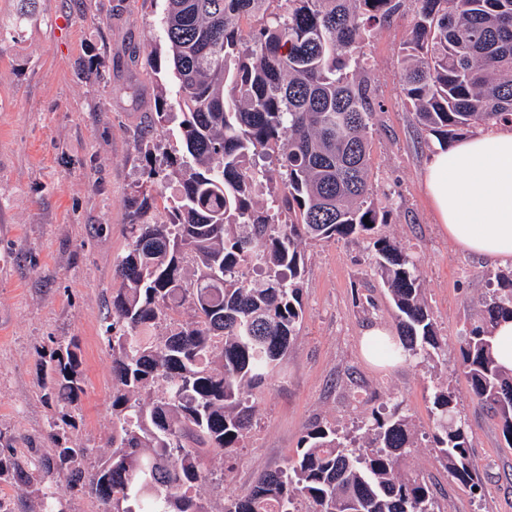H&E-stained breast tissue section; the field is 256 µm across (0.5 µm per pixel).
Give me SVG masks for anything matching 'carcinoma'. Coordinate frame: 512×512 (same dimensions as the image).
Returning a JSON list of instances; mask_svg holds the SVG:
<instances>
[{
    "label": "carcinoma",
    "instance_id": "cac0c4a2",
    "mask_svg": "<svg viewBox=\"0 0 512 512\" xmlns=\"http://www.w3.org/2000/svg\"><path fill=\"white\" fill-rule=\"evenodd\" d=\"M166 58L178 80L186 153L151 184L176 179L167 219L142 193L129 248L115 261L103 341L112 351V451L87 470L68 444V412L50 422L54 448L0 449V478L37 493L40 512H66L58 485L81 487L104 512H434L424 480L403 473L415 447L400 404L373 412L360 445L336 428H308L285 467L261 472L244 495L211 506L200 489L211 457L229 462L252 428L255 391L288 354L303 321L304 246L369 235L379 221L369 181L377 111L363 48L406 8L405 99L442 144L477 125H512V0H166ZM246 17L254 19L249 27ZM269 183L258 199L257 183ZM396 310L388 361L448 359L423 298L417 261L374 241ZM191 317L180 321L181 310ZM512 319V276L491 291L457 362L473 397L497 412L512 447V371L492 349ZM43 398L73 407L83 392L74 339L52 340ZM161 395H153L155 386ZM434 447L462 485L481 487L472 431L435 391Z\"/></svg>",
    "mask_w": 512,
    "mask_h": 512
}]
</instances>
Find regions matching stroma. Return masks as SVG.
<instances>
[{
	"instance_id": "1",
	"label": "stroma",
	"mask_w": 512,
	"mask_h": 512,
	"mask_svg": "<svg viewBox=\"0 0 512 512\" xmlns=\"http://www.w3.org/2000/svg\"><path fill=\"white\" fill-rule=\"evenodd\" d=\"M0 0V443L49 450V423L62 409L42 398L40 363L55 338H77L83 391L70 444L97 461L112 434V352L103 342L106 306L120 281L113 263L129 244L130 202L147 187L144 170L181 156L183 119L170 66L149 79L162 48L165 0ZM403 10L364 52L382 106L373 116L369 179L383 216L373 235L306 246L304 320L287 356L257 390L258 409L243 449L222 480L203 486L213 504L248 491L262 471L281 467L305 430L329 424L353 439L372 411L401 402L417 433L406 461L434 487L436 512H512V448L498 418L451 367L368 364L360 341L371 326L397 332L395 310L375 265L384 238L417 260L424 299L442 346L456 358L498 277L499 265L458 251L441 231L422 172L437 139L407 106L401 47L412 23ZM167 114L157 119L159 99ZM148 129L153 156L138 133ZM472 427V460L483 488L449 476L432 441L436 387Z\"/></svg>"
}]
</instances>
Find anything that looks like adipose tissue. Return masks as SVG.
Listing matches in <instances>:
<instances>
[{
    "label": "adipose tissue",
    "mask_w": 512,
    "mask_h": 512,
    "mask_svg": "<svg viewBox=\"0 0 512 512\" xmlns=\"http://www.w3.org/2000/svg\"><path fill=\"white\" fill-rule=\"evenodd\" d=\"M423 181L443 233L458 250L512 264V128L436 149Z\"/></svg>",
    "instance_id": "adipose-tissue-1"
}]
</instances>
